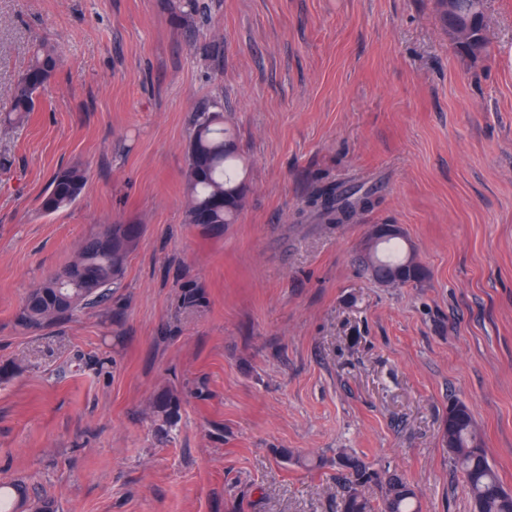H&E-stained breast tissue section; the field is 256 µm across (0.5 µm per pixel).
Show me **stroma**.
<instances>
[{
  "instance_id": "obj_1",
  "label": "stroma",
  "mask_w": 512,
  "mask_h": 512,
  "mask_svg": "<svg viewBox=\"0 0 512 512\" xmlns=\"http://www.w3.org/2000/svg\"><path fill=\"white\" fill-rule=\"evenodd\" d=\"M485 10L474 58L435 0H199L186 22L179 0H0V113L35 44L59 53L36 112L0 123V484L55 512H336L344 450L421 512H472L443 442L461 401L512 490V0ZM215 103L247 202L188 224L192 119ZM70 165L80 197L44 213ZM341 184L374 209L302 217ZM106 224L142 227L120 288L22 327ZM373 224L401 225L419 283L363 273Z\"/></svg>"
}]
</instances>
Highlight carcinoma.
Returning a JSON list of instances; mask_svg holds the SVG:
<instances>
[{
	"label": "carcinoma",
	"mask_w": 512,
	"mask_h": 512,
	"mask_svg": "<svg viewBox=\"0 0 512 512\" xmlns=\"http://www.w3.org/2000/svg\"><path fill=\"white\" fill-rule=\"evenodd\" d=\"M474 42L479 49L463 51L478 57L485 52L484 24L473 20ZM59 56L55 46L46 41L36 44L31 71H43L51 77L57 69ZM40 85H27L17 78L10 90L11 106L5 120L24 121L36 109V92ZM186 178L188 203L184 223L199 224L208 217L210 224H233L244 207L246 186L240 178V157L230 130L224 127V113L204 109L195 113L192 135L187 147ZM86 180L85 171L70 166L57 171L51 180L42 208L47 214L72 206L79 198ZM374 193L359 188L338 190L322 188L307 201L321 224H343L360 211L372 206ZM403 237L385 241L366 240L359 264L372 278L379 274L389 277L388 288H401L416 283L425 275L424 267L416 260L413 248H404ZM127 264L126 258L112 254V239L102 240L96 234L84 240L76 258L54 271L62 284L51 288L47 281L31 290L19 314L22 326L39 329L71 315L55 308V301L65 297L74 302V308L95 307L106 303L114 288L121 285ZM155 413L171 417L177 408V398L169 391L161 392L152 400ZM443 441L453 467L466 484L474 512H512V492L502 485L467 405L456 402L448 408V423ZM336 465L341 469L344 494L339 512H420L416 505L414 488L400 477L388 472L379 474L364 462L345 452L337 454ZM377 480L381 484L382 499L376 505L362 492L365 483ZM28 505L31 512H50L43 499H30L24 484L12 489L0 487V512H16L18 505Z\"/></svg>",
	"instance_id": "carcinoma-1"
}]
</instances>
